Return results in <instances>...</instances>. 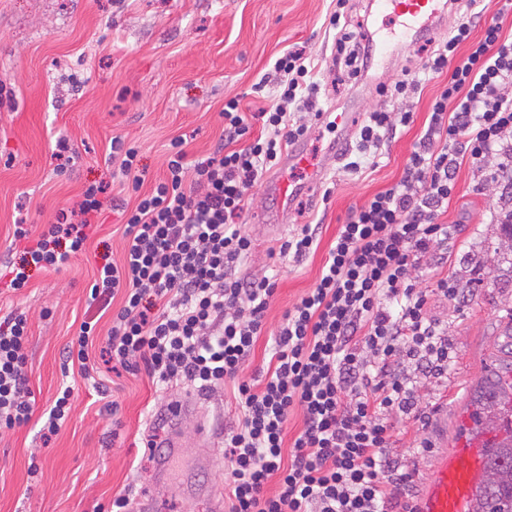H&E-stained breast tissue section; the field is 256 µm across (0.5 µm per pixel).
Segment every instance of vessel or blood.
<instances>
[{
    "label": "vessel or blood",
    "instance_id": "1",
    "mask_svg": "<svg viewBox=\"0 0 512 512\" xmlns=\"http://www.w3.org/2000/svg\"><path fill=\"white\" fill-rule=\"evenodd\" d=\"M379 10L398 19L414 36H422L440 23L448 12V0H375ZM359 114L355 108L343 112L322 113L319 121L335 125L338 134L335 143L326 149V161L313 163L305 143L297 141L286 150L279 172L265 183L266 192L277 202V208L268 217L272 232L284 228L292 216L295 204L303 195L319 186L327 177L328 161L337 155L338 144L347 142L353 135ZM303 169L305 182L298 183L288 177L291 169ZM171 428L165 442L166 451L157 459L159 470H166L183 453L180 424L183 419L198 415L200 403L193 398L176 400L168 404ZM483 474L480 441L462 443L454 454L443 460L431 472L425 496L418 505V512H464V507Z\"/></svg>",
    "mask_w": 512,
    "mask_h": 512
}]
</instances>
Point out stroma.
<instances>
[{
  "label": "stroma",
  "mask_w": 512,
  "mask_h": 512,
  "mask_svg": "<svg viewBox=\"0 0 512 512\" xmlns=\"http://www.w3.org/2000/svg\"><path fill=\"white\" fill-rule=\"evenodd\" d=\"M336 0H0V79L15 84V102H0V252L17 221L40 232L57 208L68 205L84 183L106 178L104 159L112 137L137 145L147 182L165 170L169 141L187 138L191 156L210 153L221 134L220 113L227 98L239 96L250 111L268 106V93L252 86L285 47H305L319 63L323 107L339 112L355 104L358 112L378 108V84L420 66L418 42L395 47L386 67L369 64L358 81L334 84L328 70L333 33L328 29ZM438 80L427 82L412 100L415 122L398 128L374 163L349 173L336 163L329 175L335 189L322 188L301 198L292 225L314 222L323 232L314 254L296 262L273 255L277 237L262 228L268 205L264 186H256L246 214L254 247L244 272L276 276L278 291L266 312L265 331L245 365L258 371L286 310L312 288L340 224L350 210L394 184L422 130ZM77 148L73 170L56 172L58 138ZM457 191L440 220L459 225L449 240L448 273L466 288L464 302L432 298L430 312L445 329L452 360L441 378L420 380V411L395 421L389 450L393 462L414 477L407 488L420 499L430 469L444 450L461 441V413L486 375H512V253L501 249L489 210L500 191L479 183L469 166L457 172ZM92 253L72 258L59 272L36 270L28 288L0 292V317L13 309L27 312L30 339L24 371L45 409L61 385L72 386L70 420L50 442L35 424L0 433V512H112L120 492L154 500V512H207L204 501L185 497V480L224 488L221 460L208 472L195 469L193 453L176 462L165 484H158L155 461L144 454L147 434L165 439L159 415L165 399L145 374L101 371L100 384L68 373L60 352L91 316L89 287ZM201 395V417L214 437L236 425L231 391L198 393L181 386L174 397ZM120 438L112 440L113 423ZM429 447L417 452L414 437ZM39 471L29 475L30 463Z\"/></svg>",
  "instance_id": "35a3bbf8"
}]
</instances>
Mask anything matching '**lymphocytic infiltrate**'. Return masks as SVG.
<instances>
[{
	"mask_svg": "<svg viewBox=\"0 0 512 512\" xmlns=\"http://www.w3.org/2000/svg\"><path fill=\"white\" fill-rule=\"evenodd\" d=\"M458 21L423 69L442 84L428 126L399 181L352 210L331 244L321 274L284 315L265 368L244 376L263 334L277 281L242 275L252 250L242 227L249 192L310 129L320 112L321 84L305 48L283 52L255 91L275 101L247 115L240 97L224 102L222 134L207 157L189 160L186 141L171 139L166 172L145 186L137 147L115 137L108 160L127 199L92 181L56 211L47 229L16 225L0 262V284L19 291L33 269L60 271L87 252L104 208L118 211L127 240L121 262L101 255L90 286L99 313H111L103 338L113 368L145 372L152 382H181L202 391L231 386L240 412L224 432L227 512H416L405 492L411 473L387 450L394 420L418 405L416 375L441 376L451 360L448 336L429 302L459 300L447 257L435 245L455 225L438 217L469 165L512 194V40L501 20ZM350 0H336L332 57L338 72L359 78L369 57L347 20ZM261 131H254V122ZM409 109L369 112L359 128L358 160L376 155ZM430 270L434 287H422ZM29 321L13 311L0 320V430L28 424L36 401L23 372ZM302 425L287 437L288 420Z\"/></svg>",
	"mask_w": 512,
	"mask_h": 512,
	"instance_id": "f902f5d3",
	"label": "lymphocytic infiltrate"
}]
</instances>
